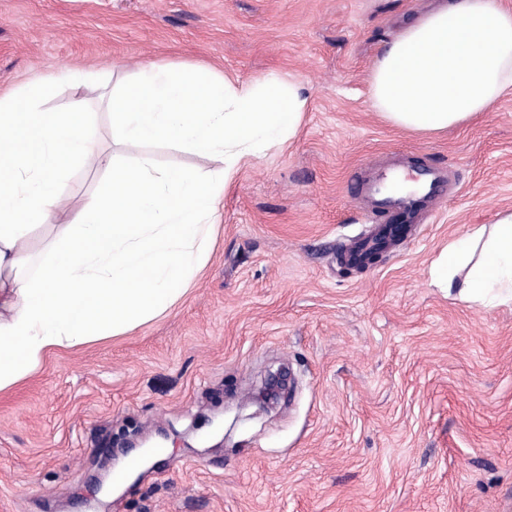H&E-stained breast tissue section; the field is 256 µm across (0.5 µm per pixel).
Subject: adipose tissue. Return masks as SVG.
<instances>
[{"label":"adipose tissue","instance_id":"ef3b65f1","mask_svg":"<svg viewBox=\"0 0 512 512\" xmlns=\"http://www.w3.org/2000/svg\"><path fill=\"white\" fill-rule=\"evenodd\" d=\"M374 108L417 134L459 127L512 92V8L501 0H445L404 28L371 70ZM52 94L35 82L0 96V391L58 350L124 334L164 314L204 265L226 184L297 132L307 99L294 82L252 83L204 66L150 64L108 100L112 137L166 142L218 161L201 176L152 175L96 149L82 103L40 110ZM110 173L103 191L73 203L62 182L78 163ZM40 257L30 235L53 215ZM432 284L484 308L512 304V212L451 241L430 268Z\"/></svg>","mask_w":512,"mask_h":512}]
</instances>
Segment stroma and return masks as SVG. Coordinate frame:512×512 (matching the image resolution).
Masks as SVG:
<instances>
[{
  "label": "stroma",
  "mask_w": 512,
  "mask_h": 512,
  "mask_svg": "<svg viewBox=\"0 0 512 512\" xmlns=\"http://www.w3.org/2000/svg\"><path fill=\"white\" fill-rule=\"evenodd\" d=\"M435 0H0V94L48 79L99 146L157 170L216 168L110 139L106 101L149 64L303 86L297 135L242 165L202 271L165 314L48 356L0 392V512H512V307L446 296L448 242L512 210V93L432 136L376 112L380 51ZM447 169L435 217L362 270L350 195L367 162ZM108 174L76 166L81 202ZM287 397L262 403L268 373ZM167 453L109 489L127 441Z\"/></svg>",
  "instance_id": "1"
}]
</instances>
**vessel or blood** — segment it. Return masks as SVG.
Wrapping results in <instances>:
<instances>
[{
  "mask_svg": "<svg viewBox=\"0 0 512 512\" xmlns=\"http://www.w3.org/2000/svg\"><path fill=\"white\" fill-rule=\"evenodd\" d=\"M418 177L414 188L399 194L393 188L400 183V176L382 171L355 187V196L369 199L372 214L384 216L385 222L350 242L345 254L349 264L365 265L372 252L398 245L411 234L427 203L447 195L448 175L442 169L425 167Z\"/></svg>",
  "mask_w": 512,
  "mask_h": 512,
  "instance_id": "obj_1",
  "label": "vessel or blood"
}]
</instances>
